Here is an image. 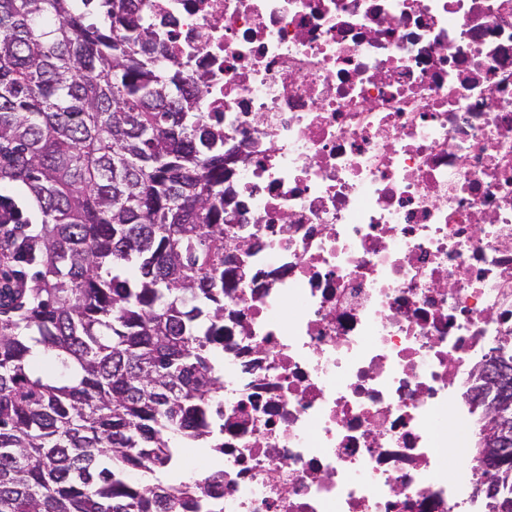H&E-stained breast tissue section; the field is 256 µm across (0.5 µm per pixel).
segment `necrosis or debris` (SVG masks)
<instances>
[{"label":"necrosis or debris","mask_w":512,"mask_h":512,"mask_svg":"<svg viewBox=\"0 0 512 512\" xmlns=\"http://www.w3.org/2000/svg\"><path fill=\"white\" fill-rule=\"evenodd\" d=\"M244 157L222 512H486L449 475L512 337V0H137Z\"/></svg>","instance_id":"4bbe7bcc"}]
</instances>
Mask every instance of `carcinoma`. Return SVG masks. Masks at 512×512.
Returning <instances> with one entry per match:
<instances>
[{"instance_id": "cac0c4a2", "label": "carcinoma", "mask_w": 512, "mask_h": 512, "mask_svg": "<svg viewBox=\"0 0 512 512\" xmlns=\"http://www.w3.org/2000/svg\"><path fill=\"white\" fill-rule=\"evenodd\" d=\"M90 3L0 0V188L41 214L0 195V512H196L209 480L164 474L214 448L224 133L135 0ZM0 194L2 196L10 197L18 205L22 212L23 222L30 224L28 228L26 227L27 233H30L33 229H35L37 227L36 224H40L41 216L37 207L33 205L20 190L15 188H1Z\"/></svg>"}]
</instances>
